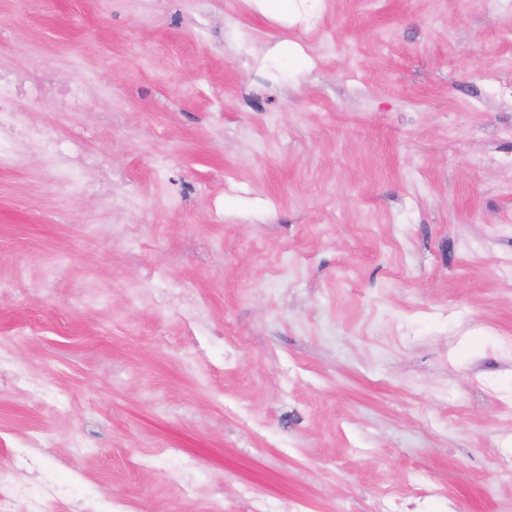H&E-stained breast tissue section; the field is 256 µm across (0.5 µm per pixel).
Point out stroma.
I'll list each match as a JSON object with an SVG mask.
<instances>
[{
  "mask_svg": "<svg viewBox=\"0 0 512 512\" xmlns=\"http://www.w3.org/2000/svg\"><path fill=\"white\" fill-rule=\"evenodd\" d=\"M511 28L512 0H0V68L82 89L19 112L99 160L68 193L37 151L0 168V474L130 512H512V174L470 166L512 153Z\"/></svg>",
  "mask_w": 512,
  "mask_h": 512,
  "instance_id": "obj_1",
  "label": "stroma"
}]
</instances>
